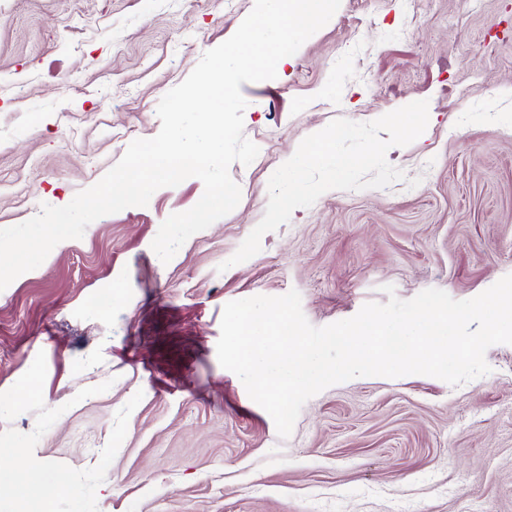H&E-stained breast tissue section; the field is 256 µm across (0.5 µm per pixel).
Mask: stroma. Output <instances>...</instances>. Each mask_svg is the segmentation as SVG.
Listing matches in <instances>:
<instances>
[{
  "mask_svg": "<svg viewBox=\"0 0 512 512\" xmlns=\"http://www.w3.org/2000/svg\"><path fill=\"white\" fill-rule=\"evenodd\" d=\"M253 6L0 0V228L67 205L156 136L160 99ZM241 92L244 135L265 148L231 165V213L162 263L160 225L204 190L188 178L0 291V465L14 475L0 512H38L42 489L54 512H512V345L458 387H328L285 439L216 351L233 300L294 289L320 327L387 302L386 285L465 300L512 274V0H341L275 79ZM420 100L425 132L387 153L404 180L327 191L228 266L306 136Z\"/></svg>",
  "mask_w": 512,
  "mask_h": 512,
  "instance_id": "1",
  "label": "stroma"
}]
</instances>
